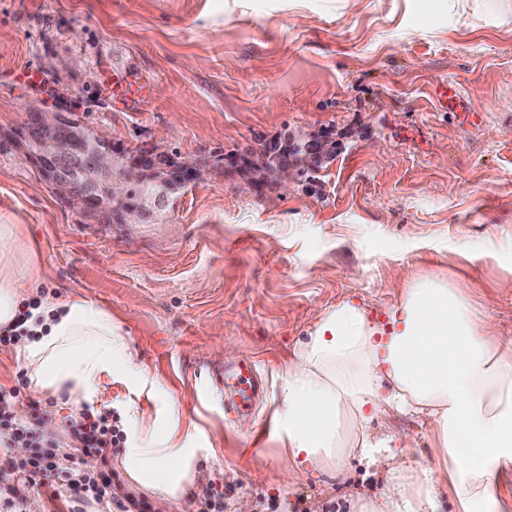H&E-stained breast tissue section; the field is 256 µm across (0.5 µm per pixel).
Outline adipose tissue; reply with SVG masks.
<instances>
[{
    "label": "adipose tissue",
    "instance_id": "1",
    "mask_svg": "<svg viewBox=\"0 0 512 512\" xmlns=\"http://www.w3.org/2000/svg\"><path fill=\"white\" fill-rule=\"evenodd\" d=\"M14 224H0V327L15 321L34 280L17 270ZM36 339H20L17 354L32 387L91 402L97 380L127 370L128 345L111 314L74 297L34 310ZM391 412L426 415L435 433L440 469L390 470L380 500L350 501L349 512H427L447 486L459 512H478L496 495L512 493V344L460 288L423 280L405 288L386 323L345 301L321 312L296 349L278 412L293 467H339L358 455L381 465L392 435L372 422ZM196 451L182 422L171 416L135 420L122 451L128 478L147 490L158 512L182 496L195 477Z\"/></svg>",
    "mask_w": 512,
    "mask_h": 512
}]
</instances>
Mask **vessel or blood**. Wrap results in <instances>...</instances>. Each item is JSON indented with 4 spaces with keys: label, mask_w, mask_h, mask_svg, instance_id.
I'll return each instance as SVG.
<instances>
[{
    "label": "vessel or blood",
    "mask_w": 512,
    "mask_h": 512,
    "mask_svg": "<svg viewBox=\"0 0 512 512\" xmlns=\"http://www.w3.org/2000/svg\"><path fill=\"white\" fill-rule=\"evenodd\" d=\"M438 101L451 112H468L465 97L455 85L439 89ZM208 387L212 395L224 404L225 411L239 414L249 413L254 404L261 402L268 391L267 376L249 356L225 364L217 372L208 374Z\"/></svg>",
    "instance_id": "b4317fda"
}]
</instances>
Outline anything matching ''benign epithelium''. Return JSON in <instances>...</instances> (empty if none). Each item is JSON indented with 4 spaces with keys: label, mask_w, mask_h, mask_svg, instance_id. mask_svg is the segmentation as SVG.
Returning <instances> with one entry per match:
<instances>
[{
    "label": "benign epithelium",
    "mask_w": 512,
    "mask_h": 512,
    "mask_svg": "<svg viewBox=\"0 0 512 512\" xmlns=\"http://www.w3.org/2000/svg\"><path fill=\"white\" fill-rule=\"evenodd\" d=\"M36 123L41 138L35 142L22 141L19 152L23 158L43 170L44 181L67 202L86 212L95 207L97 211L112 213V223L126 228L133 224H146L153 214L164 208L171 200L167 194L168 185L155 188L144 196L141 202L127 208L122 205L126 193V177L123 171L135 163L141 167L150 166V171L162 167V156L154 151L142 150L136 159L114 148L112 140L103 132L94 133L100 146L89 148L80 134L74 130L76 121L70 114L37 112ZM288 149L303 152L307 160L320 161L328 153L323 140H305L289 137ZM256 181L288 186L294 177V165L267 150L254 165Z\"/></svg>",
    "instance_id": "7a95c632"
}]
</instances>
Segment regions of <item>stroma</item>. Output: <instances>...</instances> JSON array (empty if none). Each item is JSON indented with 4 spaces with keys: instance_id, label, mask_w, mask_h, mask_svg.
Here are the masks:
<instances>
[{
    "instance_id": "obj_1",
    "label": "stroma",
    "mask_w": 512,
    "mask_h": 512,
    "mask_svg": "<svg viewBox=\"0 0 512 512\" xmlns=\"http://www.w3.org/2000/svg\"><path fill=\"white\" fill-rule=\"evenodd\" d=\"M454 84L473 118L441 111ZM121 147L194 157L204 173L161 223L108 228L70 207L0 141V222L23 228L31 297H83L127 334L135 370L103 376L95 408L178 413L226 512H336L378 500L391 468L436 465L428 420L374 421L383 467L293 472L277 410L295 350L346 300L381 320L418 278L464 289L512 340V0H0V127L54 104ZM329 159L256 189L227 159L288 134ZM494 238L496 253L460 245ZM255 357L257 415L228 423L206 370Z\"/></svg>"
}]
</instances>
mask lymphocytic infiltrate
Masks as SVG:
<instances>
[{"mask_svg":"<svg viewBox=\"0 0 512 512\" xmlns=\"http://www.w3.org/2000/svg\"><path fill=\"white\" fill-rule=\"evenodd\" d=\"M26 384L21 378L11 390H0V443L5 446L0 453V473L13 478L11 484L0 486V512H24L28 493L38 487L48 488L51 502L67 510L76 503L92 502L99 512H146L145 501L123 492L112 470V455L126 443L120 414L86 405L69 415L68 430L76 445L64 450L44 433L50 412L40 400L25 399ZM23 400L33 411L27 419L15 412ZM15 448L27 449V456H12ZM86 455L99 457V471L82 468Z\"/></svg>","mask_w":512,"mask_h":512,"instance_id":"f902f5d3","label":"lymphocytic infiltrate"}]
</instances>
